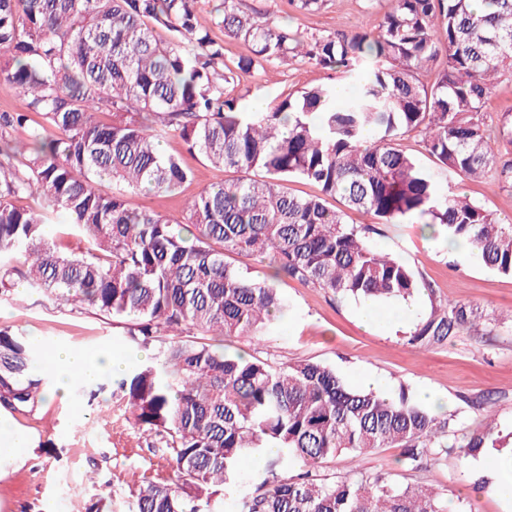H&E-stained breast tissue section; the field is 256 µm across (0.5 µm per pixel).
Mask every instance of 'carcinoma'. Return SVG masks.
<instances>
[{
	"label": "carcinoma",
	"mask_w": 512,
	"mask_h": 512,
	"mask_svg": "<svg viewBox=\"0 0 512 512\" xmlns=\"http://www.w3.org/2000/svg\"><path fill=\"white\" fill-rule=\"evenodd\" d=\"M475 2L391 0L377 27L307 43L221 0L224 37L250 45L230 66L196 0H0V79L27 108L0 113V156L19 160L0 162V290L21 277L124 320L130 341L156 348L112 395L163 448L175 478L162 469L143 476L124 512H222L224 493L238 494L236 512H448L433 487L314 470L376 448L401 449L411 469L454 451L474 457L493 426L450 445L453 415L424 409L403 389L390 398L349 389L321 363L232 354L211 337L271 333L287 309L285 279L374 303L426 291L406 264L367 244L368 227L350 222L351 211L385 224L420 219L512 277V224L441 183L451 172L512 184V162L498 164L495 153L500 137L512 143V114L494 122L486 112L495 78L512 74V0ZM442 49L444 68L428 84L423 73ZM297 56L341 73L353 96L340 104L336 86L318 85L249 112L226 91L240 73ZM32 114L44 123L31 124ZM17 128L28 129L21 145L8 139ZM170 132L240 174L194 196L180 219L127 200L175 192L191 177L161 149ZM410 133L436 169L398 148ZM294 178L321 195L290 192ZM35 194L42 210L16 205ZM336 197L345 209L327 205ZM52 215L65 217L77 249L62 252L48 236ZM252 257L268 262L269 280L239 270ZM478 326L462 305L433 306L410 342L428 349ZM44 363L25 337L0 330V410L42 406ZM244 456L264 459V472L246 476ZM291 463L302 470L288 475ZM251 483L254 491L240 492Z\"/></svg>",
	"instance_id": "1"
}]
</instances>
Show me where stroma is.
<instances>
[{
	"mask_svg": "<svg viewBox=\"0 0 512 512\" xmlns=\"http://www.w3.org/2000/svg\"><path fill=\"white\" fill-rule=\"evenodd\" d=\"M239 3L246 12L288 24L308 41L372 29L390 7V0H326L320 11L310 14L295 10L287 0ZM340 80L339 73L298 58L272 67L266 76H241L231 93L246 107L255 99L271 101ZM162 147L181 159L192 178L176 192L132 195L128 201L177 217L187 200L224 181L225 173L187 151L179 135L169 136ZM443 185L477 200L501 222H512L511 185L454 174ZM350 219L370 225L369 244L398 257L429 284L428 292L413 298L421 314L447 301L466 305L482 316L479 334L463 333L419 348L410 344V327L398 319L396 304L380 305L382 320L369 324L358 315V301L339 300L323 289L288 279L279 285L288 310L277 331L230 342V350L242 349L276 363L311 359L333 368L354 388L362 375L373 374L383 380L386 395L404 388L416 398L421 391H430L456 416L448 435L452 443L483 424L485 411L493 410L506 438L486 465H468L452 453L410 471L399 464V449L379 448L356 457L338 455L324 463L321 472L332 477L382 474L402 485L429 483L447 492L450 512H512L491 487L476 483L481 476L495 478V460L502 449L512 448V278L485 267L466 248L427 237L420 223L379 224L358 213ZM0 329L49 344L108 350L117 358L136 356L144 361L155 352L154 347L128 343L122 324L93 309L47 297L22 280L0 294ZM112 381V375H104L102 388L94 395L74 385L69 398L48 399L31 415L0 414L1 429L23 433L29 442L20 460L0 461V512H86L90 498L105 492L112 495L114 512H120L124 492L162 465L160 448L140 438L132 420L114 414Z\"/></svg>",
	"mask_w": 512,
	"mask_h": 512,
	"instance_id": "1",
	"label": "stroma"
}]
</instances>
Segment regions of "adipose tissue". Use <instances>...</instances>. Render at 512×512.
<instances>
[{"label": "adipose tissue", "instance_id": "ef3b65f1", "mask_svg": "<svg viewBox=\"0 0 512 512\" xmlns=\"http://www.w3.org/2000/svg\"><path fill=\"white\" fill-rule=\"evenodd\" d=\"M45 357L55 376L52 395L64 397L72 384L96 386L105 374L122 375L126 365L116 360L111 352L92 351L64 345L46 347Z\"/></svg>", "mask_w": 512, "mask_h": 512}]
</instances>
